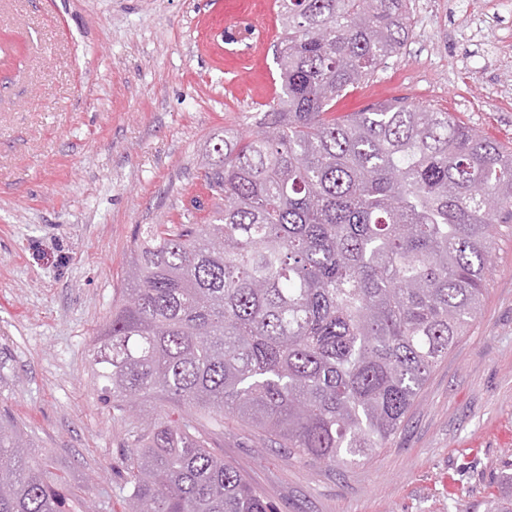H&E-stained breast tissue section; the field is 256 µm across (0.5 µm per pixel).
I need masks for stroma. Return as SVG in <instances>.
<instances>
[{"label": "stroma", "mask_w": 512, "mask_h": 512, "mask_svg": "<svg viewBox=\"0 0 512 512\" xmlns=\"http://www.w3.org/2000/svg\"><path fill=\"white\" fill-rule=\"evenodd\" d=\"M413 37L336 114L448 111L512 149V0H415ZM270 0H0V412L89 505L125 512L113 465L133 419L90 375L138 225L204 195L211 136L280 92ZM512 223L497 227L481 315L370 458L312 465L236 419L210 447L276 512H486L512 498ZM451 468L459 485L440 478Z\"/></svg>", "instance_id": "obj_1"}]
</instances>
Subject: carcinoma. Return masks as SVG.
I'll use <instances>...</instances> for the list:
<instances>
[{
  "instance_id": "cac0c4a2",
  "label": "carcinoma",
  "mask_w": 512,
  "mask_h": 512,
  "mask_svg": "<svg viewBox=\"0 0 512 512\" xmlns=\"http://www.w3.org/2000/svg\"><path fill=\"white\" fill-rule=\"evenodd\" d=\"M282 93L209 143L206 224H144L97 331L92 379L123 418L126 512H275L209 436L232 416L330 467L382 448L481 311L512 151L450 113L336 100L400 53L409 0H278ZM190 410L178 424L164 406ZM0 421V512H67L49 462Z\"/></svg>"
}]
</instances>
